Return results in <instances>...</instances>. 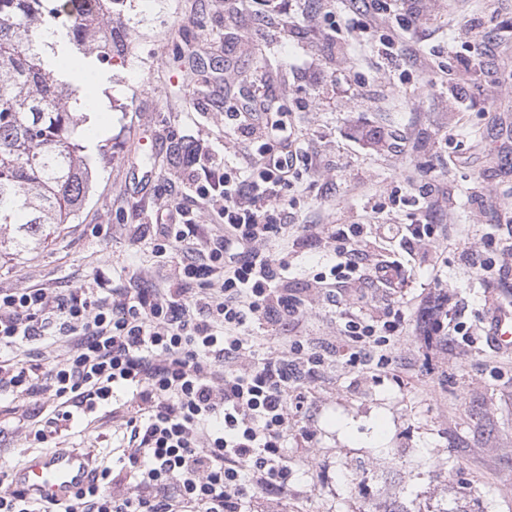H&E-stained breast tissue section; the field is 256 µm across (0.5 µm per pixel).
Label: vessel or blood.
Returning <instances> with one entry per match:
<instances>
[{
    "label": "vessel or blood",
    "instance_id": "b4317fda",
    "mask_svg": "<svg viewBox=\"0 0 512 512\" xmlns=\"http://www.w3.org/2000/svg\"><path fill=\"white\" fill-rule=\"evenodd\" d=\"M486 333L501 349L512 348V310L494 305L487 316ZM91 476L88 458L76 451L55 449L33 456L13 471L15 485L35 498L63 499L85 488Z\"/></svg>",
    "mask_w": 512,
    "mask_h": 512
}]
</instances>
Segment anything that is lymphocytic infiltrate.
<instances>
[{
	"label": "lymphocytic infiltrate",
	"mask_w": 512,
	"mask_h": 512,
	"mask_svg": "<svg viewBox=\"0 0 512 512\" xmlns=\"http://www.w3.org/2000/svg\"><path fill=\"white\" fill-rule=\"evenodd\" d=\"M236 100L240 130L255 150L242 175L215 157H188L183 193L220 225L199 235L194 208L180 203L167 223L152 225L163 287L106 292L96 278L65 292L0 290V394L48 399L28 431L33 444H50L61 426L108 405L128 441L66 501L27 497L0 474V512H254L258 494L287 495L288 435L307 402L293 384L322 366L326 352L300 340L260 359L252 349L266 326L304 314L286 288L287 257L268 246L318 240L309 224L289 236L280 209L298 166L312 160L285 149L291 130L264 119L248 88ZM362 235L359 224L328 227L334 262L313 275L310 294L357 282ZM343 320L350 367L392 364L403 310ZM52 328L70 344L62 358L46 364L37 352L17 355L18 345Z\"/></svg>",
	"instance_id": "f902f5d3"
}]
</instances>
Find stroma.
<instances>
[{
  "mask_svg": "<svg viewBox=\"0 0 512 512\" xmlns=\"http://www.w3.org/2000/svg\"><path fill=\"white\" fill-rule=\"evenodd\" d=\"M362 51L353 0H125L112 17L124 48L101 64L112 80L85 154L95 174L77 218L39 249L0 258V289L62 291L100 278L161 285L143 239L180 197L185 152L209 151L245 171L249 150L226 114L239 79L258 89L310 156L284 205L288 224H360L369 262L403 266L392 292L347 288L307 297L329 256L290 253L288 286L308 298L300 321L274 336L334 343L341 313L379 314L400 303L407 319L395 365L359 373L332 356L302 382L304 419L288 437V497L269 512H512V352L490 345L487 307L512 299V0H387ZM148 145H140L141 136ZM428 201H419L420 188ZM440 225L435 242L396 238L393 225ZM486 261L477 273L470 256ZM468 333L447 345L427 334L433 305ZM34 400L0 399V470L39 449L28 437ZM321 448L307 464L306 434ZM122 432L111 413L77 418L56 443L111 465Z\"/></svg>",
  "mask_w": 512,
  "mask_h": 512,
  "instance_id": "1",
  "label": "stroma"
}]
</instances>
